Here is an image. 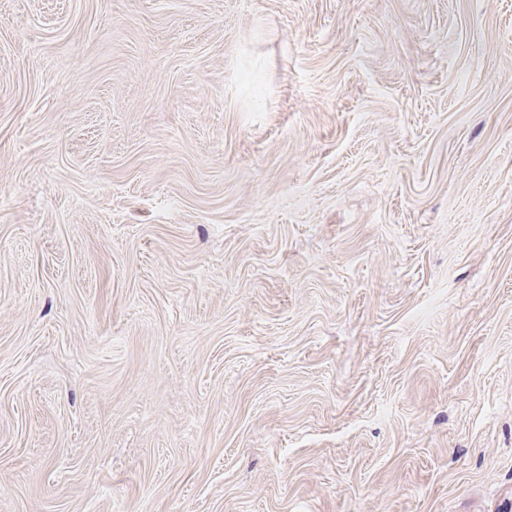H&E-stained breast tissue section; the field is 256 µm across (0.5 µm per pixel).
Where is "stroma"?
I'll return each instance as SVG.
<instances>
[{"mask_svg":"<svg viewBox=\"0 0 512 512\" xmlns=\"http://www.w3.org/2000/svg\"><path fill=\"white\" fill-rule=\"evenodd\" d=\"M512 0H0V512H499Z\"/></svg>","mask_w":512,"mask_h":512,"instance_id":"1","label":"stroma"}]
</instances>
